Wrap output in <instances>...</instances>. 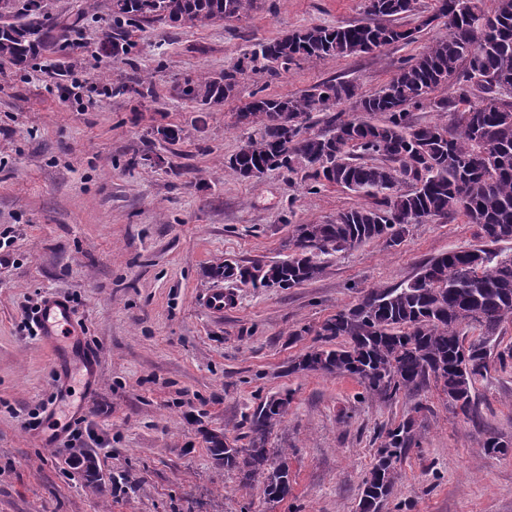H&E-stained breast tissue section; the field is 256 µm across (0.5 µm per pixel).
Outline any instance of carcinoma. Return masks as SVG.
Here are the masks:
<instances>
[{
  "label": "carcinoma",
  "mask_w": 512,
  "mask_h": 512,
  "mask_svg": "<svg viewBox=\"0 0 512 512\" xmlns=\"http://www.w3.org/2000/svg\"><path fill=\"white\" fill-rule=\"evenodd\" d=\"M251 0H111L112 58L128 55L124 27L143 20L174 26L217 23L238 17ZM367 19L336 28L311 26L264 42L232 69L187 83L182 94L207 109L234 95L251 74L271 79L300 61L374 54L392 44L415 42L416 34L448 18V33L398 67L379 92L366 95L349 81L329 79L299 96L271 97L254 92L237 113V122L253 128L225 169L242 179L271 170L290 174L309 169L310 180L342 186L380 198L377 206L341 211L322 224H299L292 254L272 264L210 268L213 278L234 277L253 286L294 288L317 278L316 253L342 251L372 242L401 243L406 227L426 218L462 214L477 225L483 246L440 254L397 288H375L356 306L327 319L317 335L329 348L316 347L291 365L293 372L351 376L365 394L391 401L429 381L456 414L475 411L474 384L490 359L512 363V345L491 353L489 343L502 324L512 323V254L493 248L512 241V0H438L435 13L414 27L395 20L419 15L417 0H365ZM44 0H0V61L22 66L65 40ZM476 43L475 53L466 47ZM457 84L453 97L436 98L444 84ZM349 102L354 110L382 119L359 123L331 114ZM460 114L450 128L435 122L415 125L414 109ZM314 112L327 113L329 129L309 132ZM480 331L466 341L462 327ZM288 395L261 402L248 419L250 441L239 448L224 433L210 434L214 459L235 470L247 486L260 478L271 501L290 494L286 454L268 447L269 437L287 414ZM417 442L415 420L388 429L372 468L365 475L359 512H379L394 487V465Z\"/></svg>",
  "instance_id": "1"
}]
</instances>
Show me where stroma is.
<instances>
[{
    "mask_svg": "<svg viewBox=\"0 0 512 512\" xmlns=\"http://www.w3.org/2000/svg\"><path fill=\"white\" fill-rule=\"evenodd\" d=\"M74 21L63 48L25 66L0 63V512H357L362 481L386 429L407 418L419 444L397 463L381 512H512V365L491 362L473 390L481 416H453L434 385L389 402L348 376L292 373L323 346L317 330L374 288H395L420 265L477 246L463 215L408 225L394 247L374 242L321 256L322 273L284 290L214 279L211 265L288 258L296 225L319 224L366 196L303 174L242 180L224 161L249 134L238 107L256 88L297 96L331 78L378 92L403 60L445 34L363 57L253 74L227 102L200 114L188 81L222 73L262 41L309 25L362 20L364 0H253L238 18L195 27L143 22L133 48L107 57L109 0H47ZM150 78L151 94L112 95ZM179 132L163 139V128ZM152 164H139L142 154ZM234 297L213 317L205 294ZM67 298L78 342L98 356L100 381L79 423L77 448L98 464L104 493L71 465L65 445L40 441L55 392V353L30 316L42 297ZM289 394L269 439L293 475L282 501L218 465L206 432L247 446L246 417ZM424 411H417V404Z\"/></svg>",
    "mask_w": 512,
    "mask_h": 512,
    "instance_id": "1",
    "label": "stroma"
}]
</instances>
